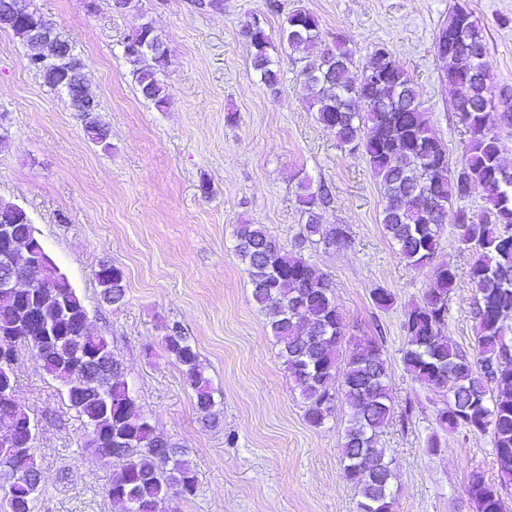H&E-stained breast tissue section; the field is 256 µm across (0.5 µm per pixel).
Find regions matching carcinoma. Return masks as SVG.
<instances>
[{
    "mask_svg": "<svg viewBox=\"0 0 512 512\" xmlns=\"http://www.w3.org/2000/svg\"><path fill=\"white\" fill-rule=\"evenodd\" d=\"M286 23L276 42L267 28L253 29L244 22L240 33L255 50L254 71L274 92L281 75L275 60L278 45L305 53L296 78L301 95L337 143L366 161L382 189L383 229L408 265L422 269L431 264L449 207L475 195L482 199L481 214L460 206L455 223L457 247L472 254L468 277L478 295L475 343L465 351L443 335L457 272L441 265L435 287L405 309L402 360L415 381L451 394L448 406L439 412L442 430L465 426L490 435L500 486L475 473L466 492L476 512H504L500 488L512 484V183L504 184L500 177L509 168L502 161L504 145L497 129L512 122V94L503 89L499 101L490 98L484 31L471 12L455 6L436 37V47L448 49L441 57L446 79L465 89L454 101V110L465 125L467 143L453 169L447 147L420 109L412 78L386 48L374 49L363 68L373 72L375 80H352V53L339 38L331 45L323 43L315 13L296 9ZM461 31L466 46L456 49ZM123 53L133 65L139 93L157 108L166 107L170 93L157 74L168 63L167 51L152 24L129 35ZM298 189L307 234L336 244L343 229L320 223L318 213L327 202V190L322 185L312 189L308 180L299 182ZM435 198L442 200V207H434ZM233 237L251 278L253 304L268 319L280 346L279 358L308 403L307 422L322 425L340 393L355 409L341 454L346 480L359 489L358 512H392L393 460L378 447L393 411L382 346L374 339H360L342 354L343 317L327 275L286 250L261 224H237ZM95 278L104 302L124 301L121 267L103 264ZM46 279L49 287L24 299L0 293V335L14 337L41 357L45 373L64 387L69 405L86 420L83 447L119 464L120 474L108 491L112 505L119 512H165L173 501L195 495L192 462L141 413L107 340L85 339L87 312L75 289L50 274ZM86 343L106 367L88 386L79 383L75 373V354ZM164 344L195 392L197 411L212 416L214 390L180 325L173 324ZM20 420L31 417L16 397L15 361L0 362V422ZM23 443L20 433L15 447L0 446V512H33L41 493L38 489L24 498L22 473L39 478L43 474L36 445L21 456L15 453Z\"/></svg>",
    "mask_w": 512,
    "mask_h": 512,
    "instance_id": "1",
    "label": "carcinoma"
}]
</instances>
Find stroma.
<instances>
[{
    "label": "stroma",
    "instance_id": "1",
    "mask_svg": "<svg viewBox=\"0 0 512 512\" xmlns=\"http://www.w3.org/2000/svg\"><path fill=\"white\" fill-rule=\"evenodd\" d=\"M34 0L70 39L85 64L107 147L84 136L78 113L44 85L22 58L12 32L0 30V204L29 214L46 252L83 302L92 335L105 337L124 367L142 413L181 446L196 469L195 496L175 512H357L345 480L341 439L351 408L317 427L281 360L234 250L240 221L261 224L288 251L327 274L344 323V347L377 339L388 362L394 409L379 438L394 461L393 512H475L465 488L472 473L498 484L489 435L442 431L446 391L415 381L402 362L408 305L434 284L436 266L456 268L445 336L462 349L475 337L469 253L444 224L433 265L412 269L385 236L380 187L361 156L341 149L296 88V54L283 51L278 92L261 84L240 27L264 15L279 30L293 10L320 19L326 43L343 39L361 70L384 46L414 80L419 100L450 165L462 157L465 127L452 108L459 91L444 79L435 37L455 5L484 30L496 88L512 89V0H137L115 12L111 0ZM152 23L168 51L160 77L171 95L157 110L137 91L123 42ZM330 197L322 223L344 243L306 239L296 201L302 180ZM208 191H201V184ZM120 266L126 297L103 303L94 272ZM394 296L378 308L372 294ZM195 345L215 389L216 417L198 413L192 389L166 351L168 326ZM17 395L37 420V462L45 476L36 512H116L106 491L119 466L83 446L84 420L27 348L15 365ZM440 448L430 451V438Z\"/></svg>",
    "mask_w": 512,
    "mask_h": 512
}]
</instances>
